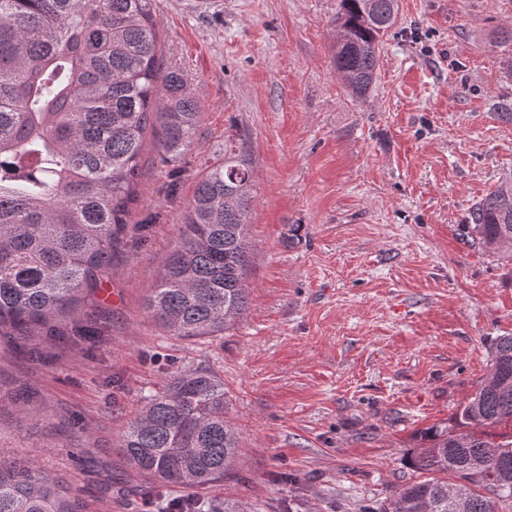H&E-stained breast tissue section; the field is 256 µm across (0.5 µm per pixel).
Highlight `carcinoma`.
I'll use <instances>...</instances> for the list:
<instances>
[{
  "instance_id": "1",
  "label": "carcinoma",
  "mask_w": 512,
  "mask_h": 512,
  "mask_svg": "<svg viewBox=\"0 0 512 512\" xmlns=\"http://www.w3.org/2000/svg\"><path fill=\"white\" fill-rule=\"evenodd\" d=\"M153 0H0V344L39 358L107 332L97 291L125 254L142 160L188 149L200 103L162 67ZM397 0H340L336 72L356 97L375 84ZM253 171L234 156L206 169L184 205L179 241L144 310L172 336H220L246 309ZM464 230L512 257V179L471 209ZM487 379L453 426L411 456L427 475L366 512H499L512 503V335L490 344ZM224 380L199 369L144 397L123 429L128 465L156 484L206 488L238 457ZM483 488V495L476 488ZM0 512H88L67 481L31 459H0Z\"/></svg>"
}]
</instances>
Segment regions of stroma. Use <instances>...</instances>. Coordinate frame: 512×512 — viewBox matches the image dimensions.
<instances>
[{
  "instance_id": "1",
  "label": "stroma",
  "mask_w": 512,
  "mask_h": 512,
  "mask_svg": "<svg viewBox=\"0 0 512 512\" xmlns=\"http://www.w3.org/2000/svg\"><path fill=\"white\" fill-rule=\"evenodd\" d=\"M375 85L336 73L339 0H156L164 65L201 117L183 153L143 157L146 239L119 259L91 345L33 362L0 346V458L63 477L90 512L217 500L248 512H362L416 480L425 432L448 425L512 334V260L461 230L512 177V0H398ZM254 170L249 304L224 335H166L144 298L183 207L225 147ZM224 380L241 455L223 483L162 487L119 436L165 379ZM36 384L34 417L10 400Z\"/></svg>"
}]
</instances>
